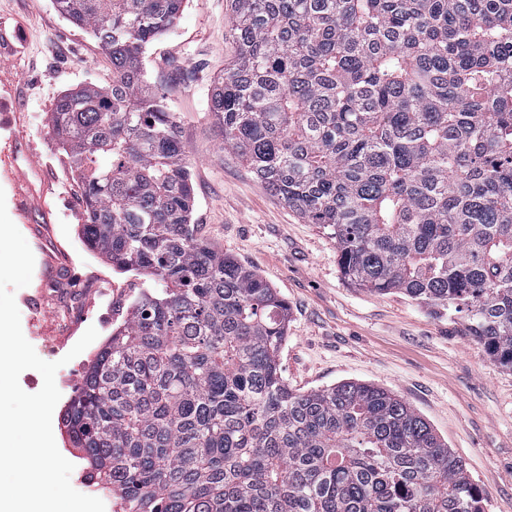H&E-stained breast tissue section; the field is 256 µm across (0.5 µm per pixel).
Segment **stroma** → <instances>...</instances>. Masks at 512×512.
Segmentation results:
<instances>
[{"instance_id": "35a3bbf8", "label": "stroma", "mask_w": 512, "mask_h": 512, "mask_svg": "<svg viewBox=\"0 0 512 512\" xmlns=\"http://www.w3.org/2000/svg\"><path fill=\"white\" fill-rule=\"evenodd\" d=\"M235 54L230 0H187L176 26L144 54L182 128L194 186L193 223L263 276L289 309L280 366L293 388L343 381L388 389L422 415L465 462L488 512H512V371L407 296L378 295L342 277L336 243L271 193L225 150L207 93ZM94 39L52 0H0V189L30 246L31 283L15 292L22 332L40 358L61 361L60 393L80 387L91 352L125 320L145 287L89 247L80 182L52 132L57 97L108 85ZM87 352H69L88 327Z\"/></svg>"}]
</instances>
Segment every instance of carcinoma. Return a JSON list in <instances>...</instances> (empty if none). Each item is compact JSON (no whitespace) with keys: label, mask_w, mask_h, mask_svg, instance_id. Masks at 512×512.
<instances>
[{"label":"carcinoma","mask_w":512,"mask_h":512,"mask_svg":"<svg viewBox=\"0 0 512 512\" xmlns=\"http://www.w3.org/2000/svg\"><path fill=\"white\" fill-rule=\"evenodd\" d=\"M184 2L53 0L112 68L52 109L83 235L153 283L64 411L86 476L123 512H487L397 395L283 377L288 304L191 222L180 122L145 79ZM231 10L236 55L208 95L224 148L336 241L348 283L461 318L512 370V0Z\"/></svg>","instance_id":"cac0c4a2"}]
</instances>
